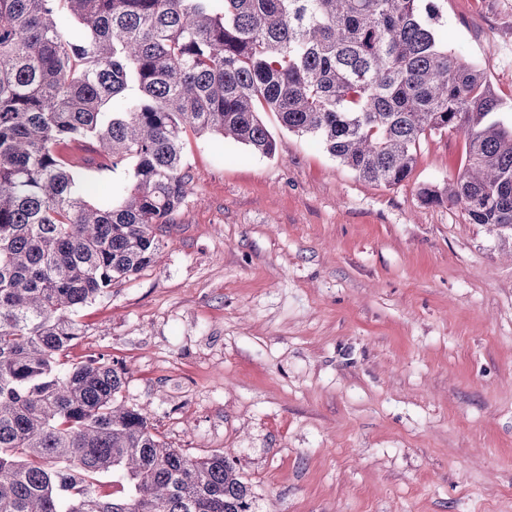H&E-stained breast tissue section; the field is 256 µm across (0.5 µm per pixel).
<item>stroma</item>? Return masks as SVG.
Masks as SVG:
<instances>
[{"mask_svg": "<svg viewBox=\"0 0 512 512\" xmlns=\"http://www.w3.org/2000/svg\"><path fill=\"white\" fill-rule=\"evenodd\" d=\"M512 123V0H436ZM262 119L268 158L187 133L156 263L81 309L63 354L126 369L169 447L224 452L253 512H512V233L428 204L465 164L422 138L402 185Z\"/></svg>", "mask_w": 512, "mask_h": 512, "instance_id": "1", "label": "stroma"}]
</instances>
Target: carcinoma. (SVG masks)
I'll return each mask as SVG.
<instances>
[{"label": "carcinoma", "instance_id": "cac0c4a2", "mask_svg": "<svg viewBox=\"0 0 512 512\" xmlns=\"http://www.w3.org/2000/svg\"><path fill=\"white\" fill-rule=\"evenodd\" d=\"M438 19L434 0H0V512H252L224 453L170 448L119 402L123 369L60 360L78 310L156 262L187 131L272 157L275 112L386 186L456 131L463 171L420 197L512 229V124ZM126 164L117 203L86 177Z\"/></svg>", "mask_w": 512, "mask_h": 512}]
</instances>
